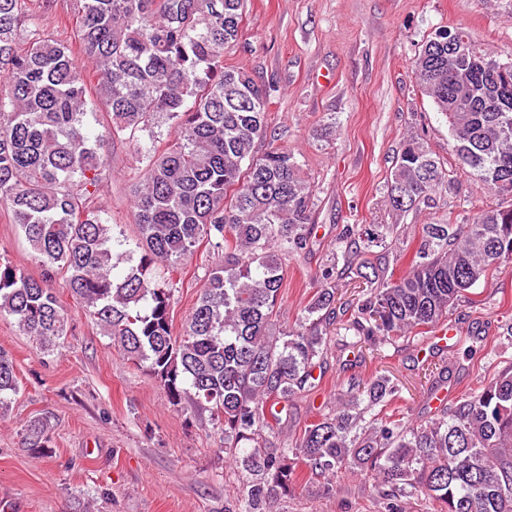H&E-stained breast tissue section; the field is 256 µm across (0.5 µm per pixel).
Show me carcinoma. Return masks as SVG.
<instances>
[{"instance_id": "carcinoma-1", "label": "carcinoma", "mask_w": 512, "mask_h": 512, "mask_svg": "<svg viewBox=\"0 0 512 512\" xmlns=\"http://www.w3.org/2000/svg\"><path fill=\"white\" fill-rule=\"evenodd\" d=\"M73 41L33 22L56 0H0V209L9 212L42 273L0 263V314L40 351L67 335L69 315L51 282L66 279L124 357L147 368L172 406L190 399L224 426V445L249 475L243 512H271L296 484L297 462L327 479L352 472L383 488L390 512L425 493L440 512H512V367L407 425L365 415L400 397L386 375L336 396V407L280 440L288 400L315 386L323 327L340 283L363 280L350 314L355 348L379 347L434 328L465 293L512 262V205L481 210L466 224H423L418 240L396 224H346L336 254L316 271L321 284L304 321L274 332L284 259L313 245L315 197L295 155L268 137L275 86L224 66L238 45L247 0H74ZM90 62L88 80L75 54ZM422 93L448 121L462 169L497 195L512 196V58L482 49L462 28L435 31L413 57ZM109 115L111 137L165 120L164 148L138 146L143 177L132 186L139 226L127 266L112 264L114 238L91 201L104 158L84 118ZM446 172L420 137L394 157L387 201L405 213L433 200ZM224 252L211 268L182 333L171 316L175 275L200 246ZM395 250L374 263L372 248ZM19 390L0 349V409ZM34 455L51 452L46 425H29Z\"/></svg>"}]
</instances>
